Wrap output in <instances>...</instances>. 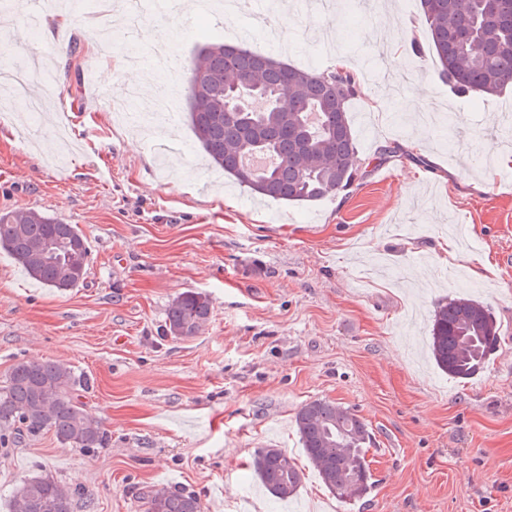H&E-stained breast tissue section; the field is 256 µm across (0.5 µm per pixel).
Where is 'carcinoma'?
I'll return each mask as SVG.
<instances>
[{
	"label": "carcinoma",
	"instance_id": "carcinoma-1",
	"mask_svg": "<svg viewBox=\"0 0 512 512\" xmlns=\"http://www.w3.org/2000/svg\"><path fill=\"white\" fill-rule=\"evenodd\" d=\"M439 75L462 96L495 95L512 80V0H419ZM355 74L294 67L275 54L222 41L201 46L189 65L187 119L211 163L251 193L292 204L315 202L349 188L365 174L348 105ZM264 156L257 171L247 156ZM0 249L34 280L58 291L84 284L89 247L84 232L64 220L26 211L0 213ZM212 317L207 295L187 291L166 310L165 334L193 338ZM489 308L450 300L435 311L431 353L455 379L478 372L500 343ZM83 377L51 360L22 362L0 386V447L52 432L64 446L102 448L98 418L79 401ZM300 443L324 486L352 500L371 487L365 447L372 436L355 414L327 399L296 413ZM253 469L278 500L293 497L304 472L280 448H259ZM76 491L49 476H33L12 492L13 512H73ZM146 512H201L197 496L175 489L152 493Z\"/></svg>",
	"mask_w": 512,
	"mask_h": 512
}]
</instances>
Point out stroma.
Segmentation results:
<instances>
[{
  "instance_id": "stroma-1",
  "label": "stroma",
  "mask_w": 512,
  "mask_h": 512,
  "mask_svg": "<svg viewBox=\"0 0 512 512\" xmlns=\"http://www.w3.org/2000/svg\"><path fill=\"white\" fill-rule=\"evenodd\" d=\"M302 0H251L288 33V63L353 64L349 104L362 156L396 149L348 190L308 204L259 202L208 167L182 108L147 123L117 118L91 56L99 25L120 14L78 11L70 27L31 34L20 0L0 5V56L47 54L53 87L32 122L24 102L0 111V213L34 211L78 225L89 242L84 285L60 292L0 250V382L19 362L60 361L91 380L79 399L106 447L53 433L0 447V512L16 485L47 475L82 495L75 512H145L144 494L183 488L203 512H512V88L460 98L435 73L419 0L391 10L335 0L311 16ZM414 21L381 53L368 32ZM184 63L205 39L229 40L218 9L158 19ZM377 107H370L369 97ZM185 173L188 187L174 179ZM484 263L474 274L469 258ZM205 293L212 317L188 340L163 336L181 293ZM488 306L501 342L458 380L429 351L436 307ZM329 399L369 427L372 485L342 501L303 453L295 415ZM286 450L303 469L297 495L274 500L251 473L257 449Z\"/></svg>"
}]
</instances>
